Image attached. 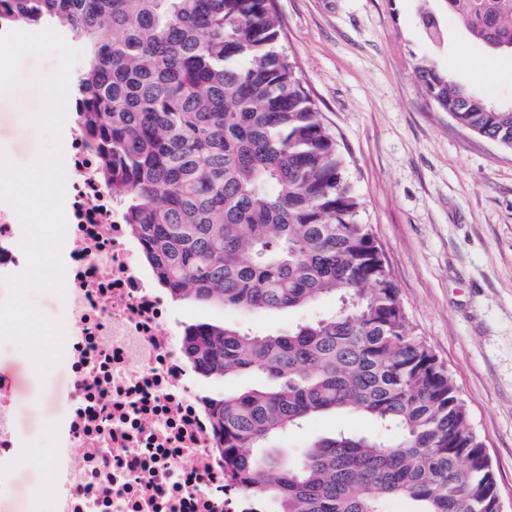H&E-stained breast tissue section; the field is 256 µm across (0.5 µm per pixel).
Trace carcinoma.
<instances>
[{
    "label": "carcinoma",
    "instance_id": "1",
    "mask_svg": "<svg viewBox=\"0 0 512 512\" xmlns=\"http://www.w3.org/2000/svg\"><path fill=\"white\" fill-rule=\"evenodd\" d=\"M477 42L512 51V0H442ZM52 23L86 46L76 120L157 284L248 313L336 308L277 334L198 322L204 377L261 382L205 405L233 478L277 512H498L483 439L447 368L409 326L322 114L279 48L274 0H0V24ZM436 107L512 149V106L417 66ZM355 412L288 463L263 449L314 415Z\"/></svg>",
    "mask_w": 512,
    "mask_h": 512
}]
</instances>
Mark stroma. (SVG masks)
Returning a JSON list of instances; mask_svg holds the SVG:
<instances>
[{"instance_id":"35a3bbf8","label":"stroma","mask_w":512,"mask_h":512,"mask_svg":"<svg viewBox=\"0 0 512 512\" xmlns=\"http://www.w3.org/2000/svg\"><path fill=\"white\" fill-rule=\"evenodd\" d=\"M282 51L295 63L347 160L346 177L399 289L408 322L447 367L484 439L502 512H512V149L437 111L417 77L434 61L460 86L512 104V53L488 54L436 0H276ZM435 11L441 43L421 21ZM56 57H25L19 86L0 92V152L33 162L44 138L32 121L44 98L36 84ZM246 314L176 303L187 324L235 323L261 333L286 330L334 308ZM0 376L15 395V437L22 466L0 494V512H48L45 456L57 451L56 424L68 388L66 364L38 374L15 342H0ZM344 428L373 434L357 413L325 414L285 440L296 459L312 437Z\"/></svg>"}]
</instances>
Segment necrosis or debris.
Returning a JSON list of instances; mask_svg holds the SVG:
<instances>
[{
	"label": "necrosis or debris",
	"instance_id": "1",
	"mask_svg": "<svg viewBox=\"0 0 512 512\" xmlns=\"http://www.w3.org/2000/svg\"><path fill=\"white\" fill-rule=\"evenodd\" d=\"M61 254L67 327L62 446L49 468L53 512H250L229 479L219 435L182 353L171 304L140 265L82 128L65 145ZM23 226L0 201V273L25 267ZM20 460L12 399L0 381V493Z\"/></svg>",
	"mask_w": 512,
	"mask_h": 512
}]
</instances>
